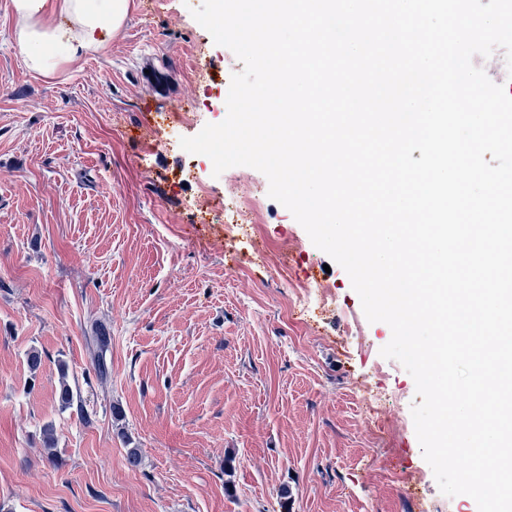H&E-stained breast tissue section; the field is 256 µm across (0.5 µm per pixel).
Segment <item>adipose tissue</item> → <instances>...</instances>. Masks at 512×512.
<instances>
[{
	"label": "adipose tissue",
	"instance_id": "1",
	"mask_svg": "<svg viewBox=\"0 0 512 512\" xmlns=\"http://www.w3.org/2000/svg\"><path fill=\"white\" fill-rule=\"evenodd\" d=\"M14 37L33 73L53 78L67 64L106 51L130 0H12Z\"/></svg>",
	"mask_w": 512,
	"mask_h": 512
}]
</instances>
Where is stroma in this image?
I'll return each mask as SVG.
<instances>
[{
	"label": "stroma",
	"instance_id": "stroma-1",
	"mask_svg": "<svg viewBox=\"0 0 512 512\" xmlns=\"http://www.w3.org/2000/svg\"><path fill=\"white\" fill-rule=\"evenodd\" d=\"M201 3L132 0L107 51L45 79L0 0V512H477L440 491L415 382L346 271L264 174L181 148L225 119L243 69ZM241 191L262 208L229 241ZM301 283L336 298L293 311ZM378 381L393 402L373 418L359 396Z\"/></svg>",
	"mask_w": 512,
	"mask_h": 512
}]
</instances>
